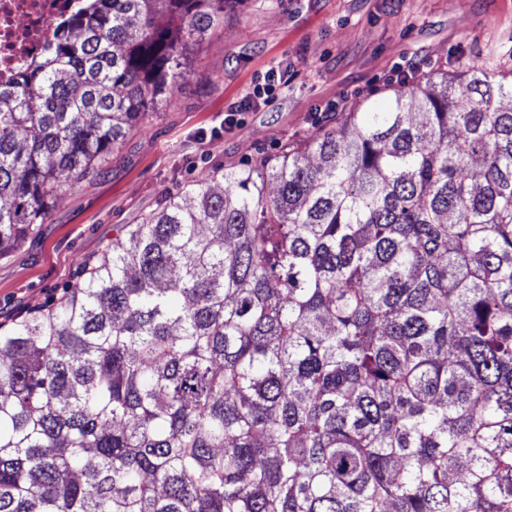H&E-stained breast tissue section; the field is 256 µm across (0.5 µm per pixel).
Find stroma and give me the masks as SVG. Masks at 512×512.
Listing matches in <instances>:
<instances>
[{"label":"stroma","mask_w":512,"mask_h":512,"mask_svg":"<svg viewBox=\"0 0 512 512\" xmlns=\"http://www.w3.org/2000/svg\"><path fill=\"white\" fill-rule=\"evenodd\" d=\"M408 58L427 75L459 61L512 69V0H229L223 27L196 47L166 104L0 255V330L50 306L166 197L385 106L393 65ZM274 65L294 75L277 101L229 120V105Z\"/></svg>","instance_id":"1"}]
</instances>
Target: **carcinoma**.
<instances>
[{"instance_id":"1","label":"carcinoma","mask_w":512,"mask_h":512,"mask_svg":"<svg viewBox=\"0 0 512 512\" xmlns=\"http://www.w3.org/2000/svg\"><path fill=\"white\" fill-rule=\"evenodd\" d=\"M0 88V253L227 0H81ZM512 71L460 63L128 224L0 332V512H512Z\"/></svg>"}]
</instances>
